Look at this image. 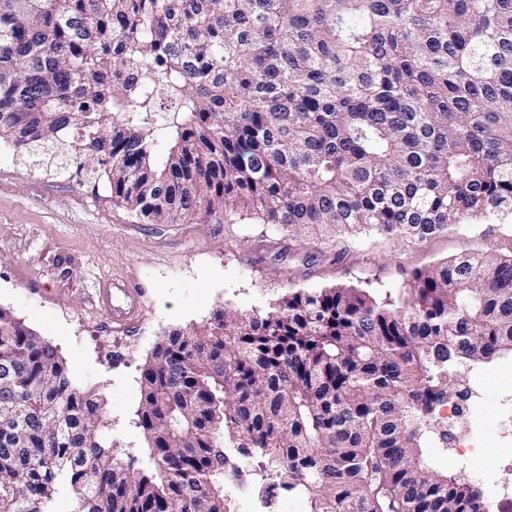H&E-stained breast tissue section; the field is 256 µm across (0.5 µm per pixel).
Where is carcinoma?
<instances>
[{"label":"carcinoma","mask_w":512,"mask_h":512,"mask_svg":"<svg viewBox=\"0 0 512 512\" xmlns=\"http://www.w3.org/2000/svg\"><path fill=\"white\" fill-rule=\"evenodd\" d=\"M170 141L164 157L154 152ZM107 182L138 220L200 210L412 244L512 221V0H0V143ZM512 353V254L395 296L291 290L173 330L140 372L162 475L57 347L0 307V512H230L233 448L309 512H487L429 438L458 372Z\"/></svg>","instance_id":"1"}]
</instances>
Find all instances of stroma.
I'll return each mask as SVG.
<instances>
[{
	"label": "stroma",
	"instance_id": "1",
	"mask_svg": "<svg viewBox=\"0 0 512 512\" xmlns=\"http://www.w3.org/2000/svg\"><path fill=\"white\" fill-rule=\"evenodd\" d=\"M512 252V224L469 222L416 245L362 233L289 237L252 220L200 213L189 223L149 224L112 202L106 184L29 164L0 145V307L56 345L75 382L102 397L121 459L156 469L136 425L139 369L165 332L206 323L214 311L263 309L289 289L356 285L395 294L415 268L464 254ZM141 291L143 311L113 324L102 290ZM482 388L480 429L466 457L427 446L434 467L490 492L506 475L495 434L498 402L512 392V356L472 366Z\"/></svg>",
	"mask_w": 512,
	"mask_h": 512
}]
</instances>
